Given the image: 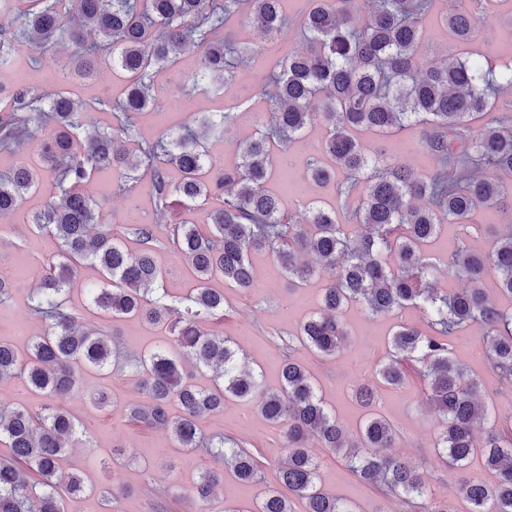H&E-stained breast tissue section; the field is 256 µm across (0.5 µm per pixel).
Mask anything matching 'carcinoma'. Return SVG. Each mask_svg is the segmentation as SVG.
<instances>
[{"instance_id": "1", "label": "carcinoma", "mask_w": 512, "mask_h": 512, "mask_svg": "<svg viewBox=\"0 0 512 512\" xmlns=\"http://www.w3.org/2000/svg\"><path fill=\"white\" fill-rule=\"evenodd\" d=\"M25 9L19 24L0 27V64L20 48L38 54L62 41L77 51L69 73L94 76L104 61L128 75L119 96L85 107L64 91H38L21 83L0 100V148L37 142V157L0 176V217L14 213L43 179L53 180L55 200L30 218L36 230L60 242L58 260L30 295L28 314L39 324L24 352L0 342V382L15 378L36 395L50 399L33 413L25 407L0 408V439L12 456L0 459V512H65L64 497L81 492V473L63 474L60 460L77 440L75 417L62 401L78 388L79 373L96 369L120 374L146 398L126 407L127 418L147 428L166 429L176 446L203 448L218 466L202 471L188 491L192 512H211L216 490L224 485V462L245 487L259 481L261 453L230 437L204 439L200 420L223 413L229 399L248 401L257 413L283 431L286 459L282 488L269 491L255 512H291L290 496L308 502L307 512H355L326 493L318 483L319 462L309 442L331 449L362 484L375 487L422 512H454L448 499L433 497L422 466L398 456L368 453L391 448L400 438L394 424L376 409L380 389L402 387L416 377L440 419L433 444L438 466L462 472L456 491L469 512H512V421L491 418L485 399L512 402V309L499 307L482 288L488 269L497 273L500 293L512 296V226L494 235L491 252L468 244L481 213L494 209L512 215V103H499L512 88V66L498 67L488 46L477 58L446 57L439 62L420 56L423 23L440 19L458 44L471 40L479 19L490 13L491 0H468L458 8L448 0H307L300 28L303 51L277 59L259 85L270 86L268 109L260 114L254 136L239 146V161L218 166L204 141L222 137L234 123L232 108L200 112L197 127L154 140L136 136L134 117L147 109L164 112L167 101L154 87L153 71L172 67L193 51L196 67L180 86V99L211 95L233 80L246 52L220 38L224 25L243 16L252 20L271 44L286 22L283 0H0V15L18 2ZM365 10L360 25L357 13ZM87 30L97 34L88 44ZM321 97L320 117L329 129L321 146L291 155ZM112 113L101 129L94 111ZM402 130L419 134L437 161L421 176L393 149L361 142L358 133L384 135ZM283 188L297 182L333 186L336 207L317 200L298 215L285 214L267 185L274 173V151ZM180 177L173 180L169 167ZM120 172L116 194L132 196L136 184L149 181L155 211L194 210L216 195L224 206L206 214L205 228L172 224L166 238L158 225L133 220L132 251L99 223L97 203L83 187L102 172ZM344 173L342 181L336 180ZM350 214L352 228L339 223ZM456 226L448 251V272L467 287L440 292L429 280L433 269L427 246L445 223ZM169 248L193 269L195 287L184 301L167 300L165 273L156 253ZM270 252L290 284L318 273L327 275L322 306L302 322L295 336L319 356L334 358L347 339L345 307L356 304L372 316L407 306L420 310L428 330L400 325L392 333L385 362L372 377L352 388L365 415L352 434L317 395L309 371L297 362L291 346L282 352L280 389L261 386L241 366L235 341L207 324L224 319V292L210 284L231 282L244 292L256 288L249 255ZM315 257V263L301 256ZM99 270L101 285L89 289L92 305L112 316V323L133 318L162 327L167 346L135 360H124L117 329L78 330L79 313L68 293L79 269ZM483 331L484 359L494 384L474 377L453 354L455 341L471 326ZM212 370L214 384L200 389L194 370ZM179 413H171L172 407ZM489 467L498 473L492 485L463 474L476 440Z\"/></svg>"}]
</instances>
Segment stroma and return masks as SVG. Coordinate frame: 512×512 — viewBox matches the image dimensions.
I'll list each match as a JSON object with an SVG mask.
<instances>
[{
  "label": "stroma",
  "mask_w": 512,
  "mask_h": 512,
  "mask_svg": "<svg viewBox=\"0 0 512 512\" xmlns=\"http://www.w3.org/2000/svg\"><path fill=\"white\" fill-rule=\"evenodd\" d=\"M301 8V0H283L288 23L271 51L261 49L256 32L242 20H235L225 28L226 37L248 44L252 51L247 66L238 71L234 80L216 96L201 99L198 105L202 111L220 110L234 103L240 106L230 131L211 145L213 160L235 163L240 142L255 133V115L264 110L268 99L258 85L259 77L273 64L276 55L304 46L298 36ZM492 10L494 20L478 23L467 50L473 55L490 46L499 59L512 60V0H495ZM69 60L68 53L57 49L44 52L35 61L26 52H19L9 64L0 66V85H12L16 72L35 63L50 76L51 88H58V80ZM112 181V176L104 175L87 184L85 190L98 204L100 223L110 225L120 235L129 216L124 209V197L112 191ZM54 194L52 180H45L39 192L28 195L18 211L0 219V270L14 276L10 298L0 303V340L13 343L21 350L26 348L36 329L27 315L29 296L46 264L55 261L59 252L57 240L47 234L33 233L27 218L43 210ZM251 262L257 283L254 291L243 293L221 281L215 284L232 308L220 329L241 347L264 387L276 390L281 386L278 344L294 335L300 322L318 307L326 279L315 277L294 288L267 252L252 253ZM97 281L96 268L85 266L68 294L70 304L82 313V327L118 329L122 349L133 356L164 343L166 336L159 328L136 320L115 324L97 311L87 293ZM343 318L348 338L336 358L318 357L299 343L295 344L293 355L312 374L326 406L353 432L359 427L363 411L351 402V388L385 361L388 341L396 325L407 323L421 328L425 322L411 307L372 318L359 306L351 305L345 308ZM104 388L109 390L113 405L101 411L91 398ZM142 399V394L133 390L125 378H108L94 370L81 372L78 390L64 405L86 426L93 447L71 449L61 461L62 472L82 471L88 480L85 492L67 499V512H152L151 492L155 489L164 490L168 512H189L182 494L196 481L199 471L214 466L215 461L200 452L183 453L175 447L167 430H140L130 426L125 407ZM383 411L400 431L392 455L424 465L435 497H446L454 487L456 476L438 467L434 460L432 446L438 418L429 408L425 387L411 380L400 390L386 393ZM199 428L204 434H224L260 449L264 466L259 483L244 488L232 475H225L224 485L212 502L215 512H222L227 505L238 508L239 512H254L265 492L280 484V462L285 455L280 430L258 415L251 403L241 400L227 401L223 414L202 419ZM117 444L125 449L118 459L112 456V448ZM314 453L321 461L322 489L350 504L355 512H405L400 501L359 485L328 449L318 447ZM102 486L112 489L115 498L112 507H105L98 493Z\"/></svg>",
  "instance_id": "obj_1"
}]
</instances>
